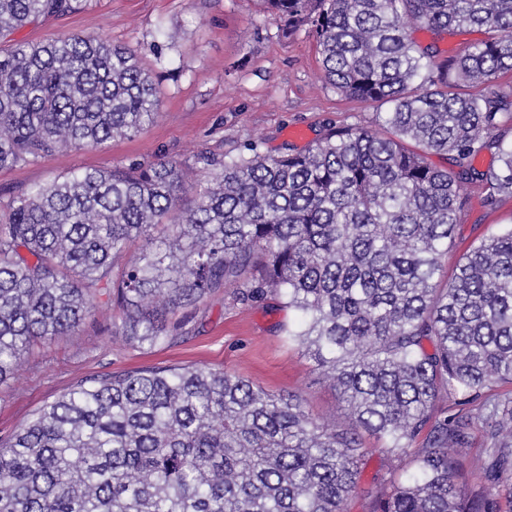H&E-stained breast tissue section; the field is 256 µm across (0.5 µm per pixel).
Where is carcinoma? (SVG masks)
Masks as SVG:
<instances>
[{
  "instance_id": "1",
  "label": "carcinoma",
  "mask_w": 512,
  "mask_h": 512,
  "mask_svg": "<svg viewBox=\"0 0 512 512\" xmlns=\"http://www.w3.org/2000/svg\"><path fill=\"white\" fill-rule=\"evenodd\" d=\"M72 2L0 0V170L134 137L157 115L132 50L92 34L11 39ZM260 2L282 35H313L337 94L388 105L382 131L330 128L278 155L256 143L227 159L199 153L193 166L212 180L187 207L173 161L75 169L0 196V384L26 350L101 304L120 311L129 340L154 346L164 313L234 286L241 304L274 295L298 313L288 340L339 391L351 425H325L299 396L222 369L109 375L0 443V512H343L363 480L364 432L412 461L371 512H500L492 488L512 465V227L473 246L449 282L438 275L463 184L512 197V95L493 88L512 75V0ZM464 27L491 36L445 59L411 37ZM483 151L498 167H474ZM135 239L138 259L114 272ZM476 426L491 455L467 496L461 457Z\"/></svg>"
}]
</instances>
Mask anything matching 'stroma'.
Returning <instances> with one entry per match:
<instances>
[{"label": "stroma", "instance_id": "1", "mask_svg": "<svg viewBox=\"0 0 512 512\" xmlns=\"http://www.w3.org/2000/svg\"><path fill=\"white\" fill-rule=\"evenodd\" d=\"M80 32L136 51L158 86L159 115L133 138L0 170L2 194L75 168L160 160L189 163L185 186L192 192L210 178L192 167L197 153L234 155L255 141L262 152L275 155L288 147L303 149L330 126L374 130L380 124L382 105L337 94L323 79L311 34L282 36L278 20L259 0H82L76 11L40 19L15 37L36 43ZM469 193L454 246L442 260L444 278L473 244L512 225V198L485 202L477 184ZM233 295V289L220 288L171 314L168 339L154 347L131 342L119 311L106 307L78 330L34 346L0 384V440L82 381L191 365L238 374L277 395L299 396L320 421L347 424L340 394L284 333L294 312L274 296L242 305ZM365 445L370 480L344 512H369L368 493L379 490V478L407 466L377 453L375 438H366Z\"/></svg>", "mask_w": 512, "mask_h": 512}]
</instances>
